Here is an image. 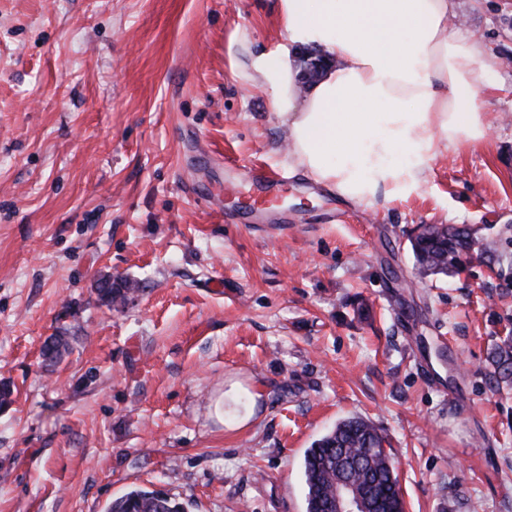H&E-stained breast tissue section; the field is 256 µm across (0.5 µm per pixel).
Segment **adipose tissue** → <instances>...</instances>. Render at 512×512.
Instances as JSON below:
<instances>
[{
	"instance_id": "obj_1",
	"label": "adipose tissue",
	"mask_w": 512,
	"mask_h": 512,
	"mask_svg": "<svg viewBox=\"0 0 512 512\" xmlns=\"http://www.w3.org/2000/svg\"><path fill=\"white\" fill-rule=\"evenodd\" d=\"M454 0H278L283 39L249 50L244 69L288 132L289 155L312 182L355 203L406 199L431 162L488 135L482 91L496 88V60L451 28ZM329 65L311 86L296 49Z\"/></svg>"
}]
</instances>
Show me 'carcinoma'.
Masks as SVG:
<instances>
[{
	"label": "carcinoma",
	"instance_id": "cac0c4a2",
	"mask_svg": "<svg viewBox=\"0 0 512 512\" xmlns=\"http://www.w3.org/2000/svg\"><path fill=\"white\" fill-rule=\"evenodd\" d=\"M415 268L420 278L458 272L476 261L487 266L502 264L503 256L478 239L472 230L448 224H433L426 231L409 238ZM98 297L108 303L123 301L130 292L125 284L102 280L96 288ZM494 387L512 383V336L496 345L491 356ZM386 437L368 419L350 417L313 442L303 458L306 512H324L323 504L333 496L335 462L339 455L357 463L351 470L355 480L373 483L378 512H404V499L394 462L385 450ZM108 512H184L171 497L161 498L155 490L135 488L112 501Z\"/></svg>",
	"mask_w": 512,
	"mask_h": 512
}]
</instances>
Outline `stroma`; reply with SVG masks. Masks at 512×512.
I'll use <instances>...</instances> for the list:
<instances>
[{"mask_svg": "<svg viewBox=\"0 0 512 512\" xmlns=\"http://www.w3.org/2000/svg\"><path fill=\"white\" fill-rule=\"evenodd\" d=\"M454 18L499 62L488 137L365 206L296 169L242 74L235 35L272 48L276 0H0V512L134 488L306 512L304 453L351 416L387 435L406 512H512V388L488 376L512 271L419 281L408 242L454 224L512 256V0Z\"/></svg>", "mask_w": 512, "mask_h": 512, "instance_id": "35a3bbf8", "label": "stroma"}]
</instances>
